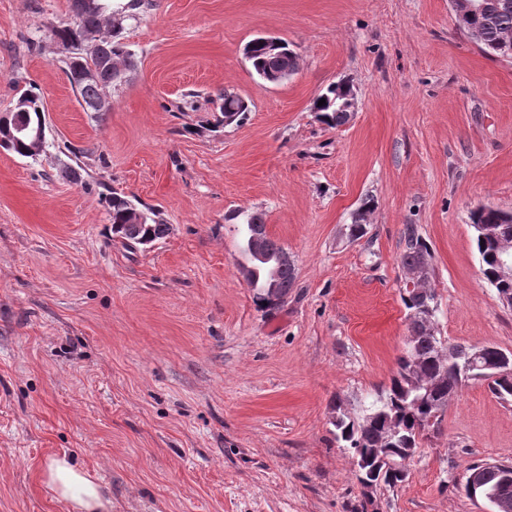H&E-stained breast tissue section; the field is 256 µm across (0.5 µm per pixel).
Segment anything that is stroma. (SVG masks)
<instances>
[{"label":"stroma","mask_w":512,"mask_h":512,"mask_svg":"<svg viewBox=\"0 0 512 512\" xmlns=\"http://www.w3.org/2000/svg\"><path fill=\"white\" fill-rule=\"evenodd\" d=\"M69 5L0 0V112L35 85L50 140L33 159L0 149V512H61L42 472L62 453L112 512H479L467 468L512 462V403L486 384L450 401L403 482L369 492L331 416L361 415L396 370L405 225L430 249L438 336L512 352L470 220L512 212V58L450 0H152L122 25L137 67L101 115L47 37ZM259 35L296 53L287 81L254 74ZM340 81L355 116L336 127L312 106ZM222 91L248 103L242 123L215 127ZM112 191L170 234L113 241ZM240 209L295 261L272 312L239 277Z\"/></svg>","instance_id":"1"}]
</instances>
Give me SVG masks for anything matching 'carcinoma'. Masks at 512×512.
<instances>
[{
	"label": "carcinoma",
	"instance_id": "obj_1",
	"mask_svg": "<svg viewBox=\"0 0 512 512\" xmlns=\"http://www.w3.org/2000/svg\"><path fill=\"white\" fill-rule=\"evenodd\" d=\"M482 2L484 8L473 19L477 42L491 54L512 57V4L504 8L502 4L505 0ZM70 12V22L52 28L51 36L71 46V56L65 60V71L72 89L80 102L87 103L100 96H110L112 88L120 83V69L115 67L110 73L103 71L93 81L82 80L81 72L98 65V62L84 55L80 45L90 36L97 41L99 59L113 60L121 64L126 71L134 69V53L119 38L123 18L116 16L104 0H95V6L91 8L82 7L79 0H71ZM248 61L259 77L277 65L274 55L261 44L254 45L251 54L248 55ZM319 98L325 99L326 104L317 105L315 109L320 112L326 124L337 127L347 123V110L341 106L342 100L337 96L336 85L328 86ZM18 100L24 104V116L31 124H36L39 113L45 112L41 97L31 87L24 90ZM228 112L236 115L235 123L238 124L246 118L248 104L237 95L225 93L219 96L217 124H224L223 117ZM46 147L45 141L36 145L31 140L18 136L7 146V150L21 157L33 158L44 152ZM106 204L112 226V238L120 240L126 247L131 244L150 247L170 234V225L162 218L154 219L149 224L131 223V215L138 209V205L121 194H109L106 196ZM369 212L370 206L367 205L358 214L354 223L348 226L352 240L357 241L367 234V225L363 224V221ZM240 216L242 222L235 225L238 248L245 259L240 268L249 272L248 285L254 303L262 309L275 310L285 302L293 288L295 269L277 262L282 247L273 240L265 237L256 243L252 239L253 228L262 223L260 216L243 211L240 212ZM403 242L404 248L400 255V264L403 267L419 263L422 256L428 253V245L412 224L405 225ZM474 243L484 278L492 285L497 271L493 257L494 247L477 236L474 237ZM434 301L435 293L426 282L403 296L404 305L410 312ZM440 345L442 340L436 333H427L423 330L416 332L412 344V352L419 358V367L424 374L433 376L437 369L448 367V377L443 379L444 390L439 394L437 407H432L423 398V392L411 387L404 376L408 364L402 355L397 360V372L391 378L389 388L378 395L361 416L352 418L340 411L333 417L331 424L335 428L336 441L340 443V447L347 450L350 457L359 460L356 468L357 478H362L363 470L375 464L376 457L373 456V452L379 432L387 421L394 420L401 427L400 438L392 452L395 458L401 455L403 448L419 447V438L424 432L434 429L441 422L448 406V394L457 393L459 384L457 367L441 359ZM481 381L487 383L493 394L501 400H512V382L503 383L486 377L481 378Z\"/></svg>",
	"mask_w": 512,
	"mask_h": 512
}]
</instances>
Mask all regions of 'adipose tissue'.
Masks as SVG:
<instances>
[{
	"label": "adipose tissue",
	"mask_w": 512,
	"mask_h": 512,
	"mask_svg": "<svg viewBox=\"0 0 512 512\" xmlns=\"http://www.w3.org/2000/svg\"><path fill=\"white\" fill-rule=\"evenodd\" d=\"M43 478L55 500L63 503L69 512H112V501L97 477L68 456L52 459Z\"/></svg>",
	"instance_id": "1"
}]
</instances>
